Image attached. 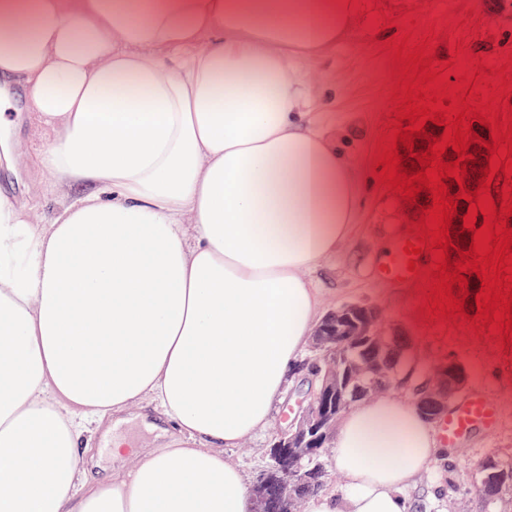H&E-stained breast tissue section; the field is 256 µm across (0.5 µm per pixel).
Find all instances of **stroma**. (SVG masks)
<instances>
[{"label":"stroma","instance_id":"obj_1","mask_svg":"<svg viewBox=\"0 0 512 512\" xmlns=\"http://www.w3.org/2000/svg\"><path fill=\"white\" fill-rule=\"evenodd\" d=\"M383 4L407 10L416 22L413 35L430 28L441 31L450 43L464 42L466 49L492 64L512 53V19L487 18L478 0H363L361 8L368 13ZM390 37V31L371 28L361 17L324 57L302 63L311 101L306 120L344 149L359 182L361 201L349 238L308 278L321 313L353 301L373 303L381 308L386 326H398L406 336L408 350L393 380L392 397L412 400V381L426 379L431 364L452 359L465 366L468 389L483 390L501 405L502 420L495 431L476 429L461 446L430 463L407 491L411 512H458L463 505L469 512H481L476 491L483 463L491 457H512V352L503 350L496 335H477L458 322L440 324L422 314V292L415 282L385 283L376 275L377 267L387 261L386 249L410 235L409 210L371 174L377 141L391 111L392 65L383 46ZM8 135L20 158L12 166L0 163V194L27 204L34 225L44 226L61 202L37 160L46 132L31 113L21 112L9 118ZM312 358V351L304 350L290 370L269 428L229 449L249 479L267 468L274 429L291 419L298 402L310 392L313 377L306 366ZM112 434L136 448L165 441L162 427L135 411L115 421Z\"/></svg>","mask_w":512,"mask_h":512}]
</instances>
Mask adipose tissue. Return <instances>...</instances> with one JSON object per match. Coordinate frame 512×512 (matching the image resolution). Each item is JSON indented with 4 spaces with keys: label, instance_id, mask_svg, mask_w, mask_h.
<instances>
[{
    "label": "adipose tissue",
    "instance_id": "obj_1",
    "mask_svg": "<svg viewBox=\"0 0 512 512\" xmlns=\"http://www.w3.org/2000/svg\"><path fill=\"white\" fill-rule=\"evenodd\" d=\"M356 20L352 0H0V82L65 199L37 228L0 197V512H252L224 451L268 425L319 322L305 272L357 201L301 120V64ZM148 399L185 447L86 488L82 432ZM441 453L413 403L356 404L343 490L306 512H409Z\"/></svg>",
    "mask_w": 512,
    "mask_h": 512
}]
</instances>
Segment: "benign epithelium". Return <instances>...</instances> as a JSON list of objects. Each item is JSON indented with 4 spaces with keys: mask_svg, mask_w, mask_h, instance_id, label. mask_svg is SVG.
<instances>
[{
    "mask_svg": "<svg viewBox=\"0 0 512 512\" xmlns=\"http://www.w3.org/2000/svg\"><path fill=\"white\" fill-rule=\"evenodd\" d=\"M484 14L491 20L512 16V0H480ZM477 153L475 163L467 165L465 184L477 188L480 165L487 164V149L474 144L468 153ZM469 203L458 201L457 238L453 244L468 250L466 242L471 233H461L459 216ZM464 239H458L459 235ZM358 347L364 355L357 361L345 356L344 351ZM315 353H333L322 371L315 373L317 382L305 399V405L287 427L273 438L269 455L277 461L283 475L272 480L265 473L257 478L252 488L255 512H279L282 502L297 503L304 498V475L294 466L304 456L313 457L328 447L336 434L341 417L354 403L374 393L366 380L381 381L390 375L392 353L406 350V342L397 329L384 331L383 317L378 307L358 302L347 303L328 313L316 326L311 338ZM461 392L450 376L445 362L430 372L427 385L417 391L413 401L419 414L429 422H437L448 411V399Z\"/></svg>",
    "mask_w": 512,
    "mask_h": 512,
    "instance_id": "1",
    "label": "benign epithelium"
}]
</instances>
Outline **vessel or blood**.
<instances>
[{
	"label": "vessel or blood",
	"instance_id": "b4317fda",
	"mask_svg": "<svg viewBox=\"0 0 512 512\" xmlns=\"http://www.w3.org/2000/svg\"><path fill=\"white\" fill-rule=\"evenodd\" d=\"M405 240H398L394 245L392 260L380 271L385 281L408 282L414 274L408 269L409 257L404 251ZM502 417L501 408L495 401L481 393L466 396L451 408L439 422V434L449 447L461 446L475 427L492 431L497 429Z\"/></svg>",
	"mask_w": 512,
	"mask_h": 512
}]
</instances>
